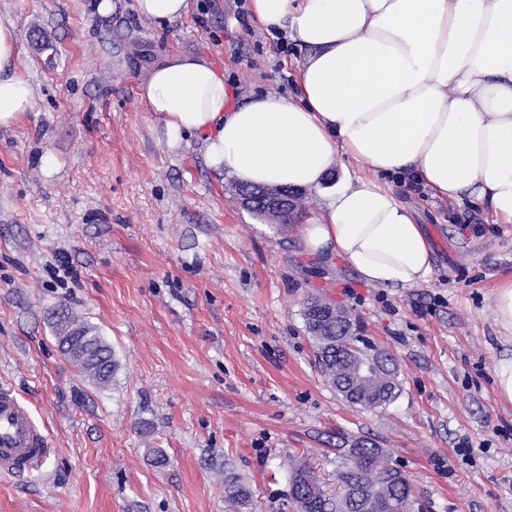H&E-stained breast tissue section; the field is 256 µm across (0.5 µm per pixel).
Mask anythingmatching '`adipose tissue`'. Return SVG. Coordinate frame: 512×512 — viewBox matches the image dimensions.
I'll list each match as a JSON object with an SVG mask.
<instances>
[{"label":"adipose tissue","instance_id":"ef3b65f1","mask_svg":"<svg viewBox=\"0 0 512 512\" xmlns=\"http://www.w3.org/2000/svg\"><path fill=\"white\" fill-rule=\"evenodd\" d=\"M250 9L304 49L298 98L229 105L209 59L169 54L140 86L169 148L194 137L207 165L241 184L303 189L320 187L343 153L512 224V0H251ZM20 49L13 23L0 20V129L35 107ZM301 237L306 251L340 257L380 288L432 273L412 210L371 181L336 185Z\"/></svg>","mask_w":512,"mask_h":512}]
</instances>
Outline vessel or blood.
<instances>
[{
	"label": "vessel or blood",
	"instance_id": "1",
	"mask_svg": "<svg viewBox=\"0 0 512 512\" xmlns=\"http://www.w3.org/2000/svg\"><path fill=\"white\" fill-rule=\"evenodd\" d=\"M51 454L45 428L14 390L0 385V469L11 473L39 470Z\"/></svg>",
	"mask_w": 512,
	"mask_h": 512
}]
</instances>
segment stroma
Listing matches in <instances>:
<instances>
[{"mask_svg":"<svg viewBox=\"0 0 512 512\" xmlns=\"http://www.w3.org/2000/svg\"><path fill=\"white\" fill-rule=\"evenodd\" d=\"M97 3L0 0L36 102L0 130V383L32 404L52 446L43 472L0 474V512H227L228 469L257 512H297L289 459L332 493L361 440L408 476L410 512H512V404L495 385L512 359L496 312L512 224L342 154L306 190L308 220L344 178L378 181L413 210L432 275L378 288L310 255L300 225L242 207L237 179L209 168L200 142L169 149L139 96L181 51L223 71L234 103L293 98L303 49L277 51L255 19L238 22V0H193L174 22L141 17L134 0H112L105 16ZM319 293L359 320L364 351L393 356L400 391L385 408L349 404L324 376L302 317ZM59 306L112 348L108 386L60 352Z\"/></svg>","mask_w":512,"mask_h":512,"instance_id":"obj_1","label":"stroma"}]
</instances>
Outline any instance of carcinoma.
I'll return each mask as SVG.
<instances>
[{
	"label": "carcinoma",
	"mask_w": 512,
	"mask_h": 512,
	"mask_svg": "<svg viewBox=\"0 0 512 512\" xmlns=\"http://www.w3.org/2000/svg\"><path fill=\"white\" fill-rule=\"evenodd\" d=\"M306 328L317 344L324 375L331 384L343 382L356 389L361 396L360 406L365 409L382 408L395 400L400 387L390 354H385L389 370L361 379L356 367L366 359V352L337 342L334 327L308 323ZM55 330L63 354L89 378L99 384L111 380L118 364L109 346L96 347L101 337L94 327L58 312ZM337 479L339 491L328 494L314 471L296 460L289 472V499L298 512H409V479L390 466L385 451L374 444L358 442L348 449L341 456ZM224 495L233 512H254V492L232 472L224 473Z\"/></svg>",
	"instance_id": "obj_1"
}]
</instances>
